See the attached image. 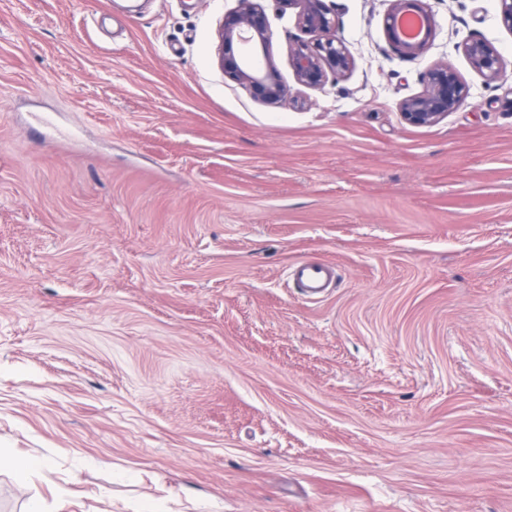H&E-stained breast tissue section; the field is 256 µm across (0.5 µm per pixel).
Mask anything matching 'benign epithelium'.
<instances>
[{"label":"benign epithelium","instance_id":"1","mask_svg":"<svg viewBox=\"0 0 512 512\" xmlns=\"http://www.w3.org/2000/svg\"><path fill=\"white\" fill-rule=\"evenodd\" d=\"M278 9L295 11L296 27L310 36L289 52V63L297 84L320 89L329 78L347 77L355 60L336 34V19L326 0H275ZM384 32L389 44L404 58L424 56L435 36V14L430 0H387ZM416 23L417 32L409 35L404 20ZM221 67L224 75L249 90L259 101L274 105L289 94V89L269 55L274 32L269 24L264 0H237V6L224 14L221 28ZM472 69L487 84L506 77L503 59L487 41L472 35L458 45ZM420 92L397 103L405 123L431 126L456 111L468 95L457 71L446 62L427 67Z\"/></svg>","mask_w":512,"mask_h":512}]
</instances>
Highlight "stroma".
<instances>
[{
    "label": "stroma",
    "instance_id": "stroma-1",
    "mask_svg": "<svg viewBox=\"0 0 512 512\" xmlns=\"http://www.w3.org/2000/svg\"><path fill=\"white\" fill-rule=\"evenodd\" d=\"M327 3L353 72L298 85L267 0L268 105L237 0H0V454L43 464L0 512H512V34L432 0L406 60L385 0ZM441 61L468 96L409 126ZM265 1L237 0V6L224 14L220 61L225 76L259 101L274 105L289 94V89L269 55L274 32L262 3ZM458 44V49H461L472 69L481 75L487 84L502 82L505 79L503 59L487 41L468 35ZM333 268L326 263L296 262L291 267V278L309 299H319L329 287Z\"/></svg>",
    "mask_w": 512,
    "mask_h": 512
}]
</instances>
